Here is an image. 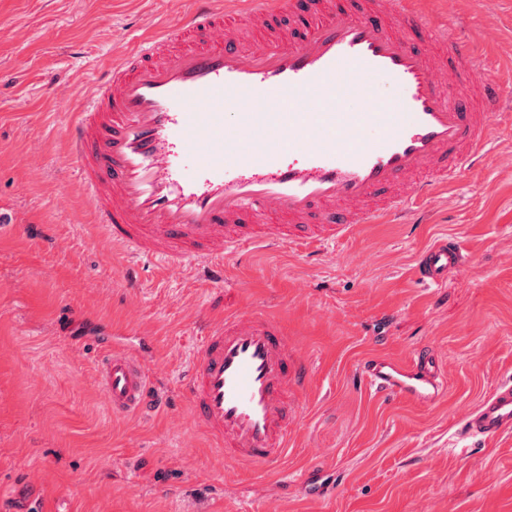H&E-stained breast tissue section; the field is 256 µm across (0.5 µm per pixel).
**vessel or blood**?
Here are the masks:
<instances>
[{"mask_svg":"<svg viewBox=\"0 0 512 512\" xmlns=\"http://www.w3.org/2000/svg\"><path fill=\"white\" fill-rule=\"evenodd\" d=\"M251 32L220 25L216 0H192L179 21L117 56L64 127L95 222L131 260L224 281V256L251 247L322 245L384 222L467 168L485 165L492 121L512 73L490 68L454 27L433 28L415 0H236ZM311 16L303 36L282 32L285 7ZM387 77L396 90L377 95ZM359 111H347L350 101ZM235 120L226 123L224 115ZM380 133L370 139V130ZM466 262L458 238L435 239L415 279L447 283ZM96 377L112 414L152 415L155 346L139 332L93 337ZM374 395L433 404L447 376L432 348L407 361L376 353L359 366ZM310 367L283 324L255 310L207 328L180 373L191 422L225 462L280 467L292 451ZM512 436V381L457 421L455 443ZM337 481L305 473L327 497Z\"/></svg>","mask_w":512,"mask_h":512,"instance_id":"vessel-or-blood-1","label":"vessel or blood"}]
</instances>
